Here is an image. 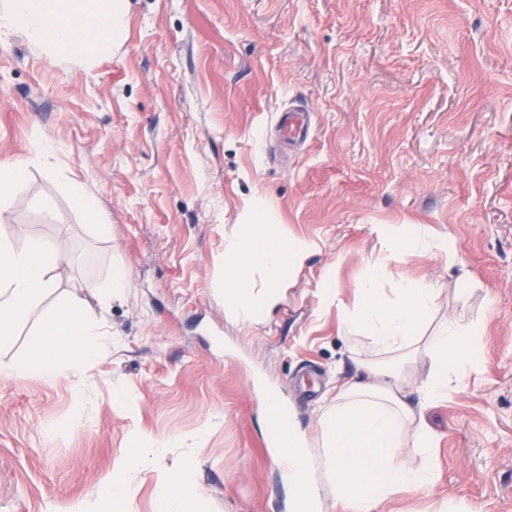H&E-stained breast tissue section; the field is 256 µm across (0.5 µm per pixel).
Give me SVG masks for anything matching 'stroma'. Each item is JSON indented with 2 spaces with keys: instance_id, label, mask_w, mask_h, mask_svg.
Here are the masks:
<instances>
[{
  "instance_id": "stroma-1",
  "label": "stroma",
  "mask_w": 512,
  "mask_h": 512,
  "mask_svg": "<svg viewBox=\"0 0 512 512\" xmlns=\"http://www.w3.org/2000/svg\"><path fill=\"white\" fill-rule=\"evenodd\" d=\"M129 2L125 41L91 69L0 35V160L30 161L0 232L63 256L0 337V512H74L138 444L163 450L128 486L133 512H157L158 475L179 462L203 512H292L262 391L315 437L358 374L341 320L377 262L385 295L406 277L438 288L423 335L451 316L485 326L480 363L424 413L432 487L378 512H512V0ZM296 105L312 132L273 158ZM255 196L318 249L271 316L244 325L224 311V240ZM397 224L449 248L390 255L377 229ZM118 262L127 286L111 299L100 287ZM71 298L109 330L100 353L53 379L2 374Z\"/></svg>"
}]
</instances>
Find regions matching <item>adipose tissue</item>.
I'll use <instances>...</instances> for the list:
<instances>
[{
	"mask_svg": "<svg viewBox=\"0 0 512 512\" xmlns=\"http://www.w3.org/2000/svg\"><path fill=\"white\" fill-rule=\"evenodd\" d=\"M129 0H0V34L23 33L48 57L98 62L126 34ZM315 241L284 237L262 198H251L238 215L237 230L224 242V309L239 322H257L280 302L293 272L316 250ZM61 261L56 244L30 239L15 247L0 235V335H10L49 288ZM377 266L356 282L357 304L343 320L360 343L383 353V360H361L364 378L343 383L332 404L318 417L322 476L336 490L345 512H377L397 495L432 486L435 432L425 423L426 408L462 383L464 370L483 352L484 321L452 317L432 335L420 329L429 318L437 290L423 280H406L394 299L376 288ZM45 350L9 365L17 377H57L71 353L94 359L103 333L81 299L59 303L43 322ZM429 369L419 382L418 401L409 404L406 387L418 357ZM288 457L282 467L293 486L294 512H323L324 503L309 483L311 450L296 427L288 429ZM144 465L134 450L95 491L93 504L76 512H94V503H112L130 512L129 480ZM176 466L163 476L161 512H194L200 494Z\"/></svg>",
	"mask_w": 512,
	"mask_h": 512,
	"instance_id": "adipose-tissue-1",
	"label": "adipose tissue"
}]
</instances>
